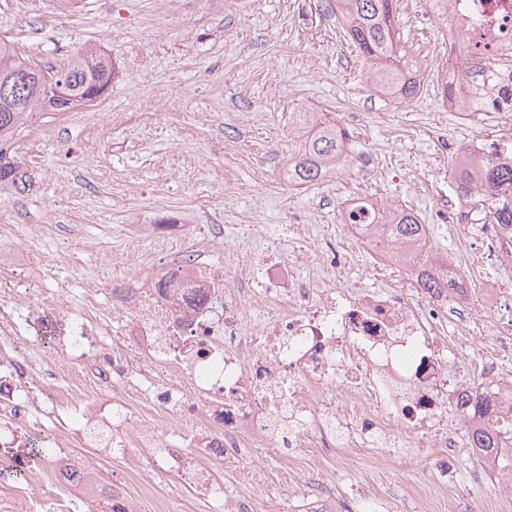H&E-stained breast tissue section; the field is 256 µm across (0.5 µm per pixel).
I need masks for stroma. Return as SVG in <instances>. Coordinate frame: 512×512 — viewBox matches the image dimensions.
Segmentation results:
<instances>
[{
  "label": "stroma",
  "instance_id": "35a3bbf8",
  "mask_svg": "<svg viewBox=\"0 0 512 512\" xmlns=\"http://www.w3.org/2000/svg\"><path fill=\"white\" fill-rule=\"evenodd\" d=\"M402 41L418 63L419 95L401 102L384 96L336 20V0H0V40L25 58L66 68L94 47L116 67L98 105L63 115L34 113L15 138L21 181L0 186V225H53L14 239L33 250L32 272L53 292L78 299L93 278L98 303L112 293L155 287L178 256L206 244V262L227 254L246 261L264 227L282 236V256L311 276L346 235L339 217L354 197L409 207L426 226V253L455 267L481 311L466 350L448 365L451 384L483 383L479 362L495 356L512 373V356H499L495 325L512 321V266L493 255L484 234L463 240L451 227L450 161L463 148L487 147L494 127L472 126L444 108L437 70L444 59L442 24L427 0H400ZM326 113L346 124L347 169L328 180L298 185L284 173L302 144L300 112ZM154 225L167 249L139 238ZM224 227L221 239L209 227ZM151 255L141 276L134 254ZM343 286L370 292L405 276L378 270L357 251ZM454 470L446 489L432 484L431 448H375L341 453L336 467L339 512H512L507 462L482 461L466 446L464 423L448 411ZM73 462L95 465L104 482L137 494L134 465L146 463L167 512H233L241 498L287 501L295 484L322 475L316 458L283 465L278 450L254 449L249 464L228 459L224 498L183 487L144 448L129 459L76 448ZM376 492L362 497L360 482Z\"/></svg>",
  "mask_w": 512,
  "mask_h": 512
}]
</instances>
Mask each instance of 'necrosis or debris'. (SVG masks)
<instances>
[{
  "mask_svg": "<svg viewBox=\"0 0 512 512\" xmlns=\"http://www.w3.org/2000/svg\"><path fill=\"white\" fill-rule=\"evenodd\" d=\"M448 65L449 111L476 117L489 112L512 125V0H448L442 34ZM488 57L491 69L474 68ZM380 201L356 198L341 220L350 239L380 263L402 268L419 289V303L388 288L353 295L338 288L348 257L331 258L335 280L299 281L293 263L275 248L253 251L248 264L186 270L148 314L134 292L113 298L115 313L135 318L122 338L94 311L76 316L50 296L45 279L24 278L12 287L13 306L0 308V342L12 356L0 362V447L18 444L21 426L54 435L59 454L37 470L39 481L62 490L53 512H68L71 497L91 499V483H73L65 449L74 440L116 456L135 448L158 449L169 473L214 498L224 485L212 472L187 464L179 445L196 457L248 460L252 448L291 456L318 448L323 459L341 449L365 452L402 444L441 449L436 470L447 479L453 437L442 421L448 362L456 342L441 338L467 289H422L415 247L385 230ZM231 305L217 310L222 297ZM20 306L48 307L41 324L50 336H80L96 323L102 345L78 352L59 349L49 368L34 369L24 336L36 322H19ZM59 381L51 407L34 396L38 380ZM75 409L77 429L62 426L61 409ZM340 472L318 479L293 503L292 512H334Z\"/></svg>",
  "mask_w": 512,
  "mask_h": 512,
  "instance_id": "obj_1",
  "label": "necrosis or debris"
}]
</instances>
